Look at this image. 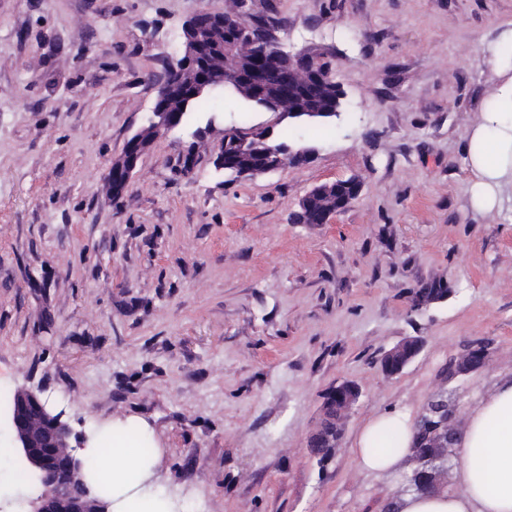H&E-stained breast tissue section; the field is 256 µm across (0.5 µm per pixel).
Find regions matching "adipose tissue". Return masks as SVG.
I'll return each instance as SVG.
<instances>
[{"instance_id": "obj_1", "label": "adipose tissue", "mask_w": 512, "mask_h": 512, "mask_svg": "<svg viewBox=\"0 0 512 512\" xmlns=\"http://www.w3.org/2000/svg\"><path fill=\"white\" fill-rule=\"evenodd\" d=\"M485 52L496 80L479 122L467 135L465 160L471 174L470 200L483 213L502 210L512 188V26L500 30ZM415 428L409 413L389 408L358 430L353 459L360 471L398 470L410 452ZM451 491H407L391 498V512H512V375L501 378L467 410L457 433ZM82 455L100 460L89 481L112 502V512H142L159 501L150 481L158 453L113 439L110 451L88 444Z\"/></svg>"}]
</instances>
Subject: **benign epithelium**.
<instances>
[{"label":"benign epithelium","instance_id":"benign-epithelium-1","mask_svg":"<svg viewBox=\"0 0 512 512\" xmlns=\"http://www.w3.org/2000/svg\"><path fill=\"white\" fill-rule=\"evenodd\" d=\"M242 32L247 46L242 65L236 69L196 68L197 61L218 51L234 50L235 41L224 43V28ZM182 50L169 63V70L186 77L183 86L172 83L161 85L152 112L129 138L122 154L111 161L106 172V184L114 195H121L129 187L133 173L143 153L157 138L184 126L188 112H171L168 101L176 95L188 98L186 90L206 92L210 95L224 92L226 88L250 87L255 98L270 112L279 111L288 91L305 78L312 92L336 85L331 68L324 65V57L311 51L285 50L279 39L268 28L241 14L229 21L224 14L201 9L187 18L181 28ZM255 128L248 130L232 126L224 129L238 146V154L251 152ZM279 162L262 167H237L235 161L224 163V153L214 161L216 170L229 167L237 176H257L275 172L287 164H303L311 151L288 147L277 151ZM353 198L340 196L336 207L317 214L313 223L327 224L333 216L345 210ZM424 342L419 337L407 338L386 351L381 358L382 371L393 376L401 373L422 351ZM488 362L486 348L475 346L468 349L451 364L448 380L469 375L482 369ZM361 396L360 388L352 382H342L328 394L323 404L322 420L317 431L310 437L309 447L326 441V447L336 450L342 436L343 425ZM455 415L446 414L443 422L433 428L428 438L416 444L414 454L418 467L411 485L421 491L438 487V478L447 471L448 448L452 445L456 426ZM10 425L23 461L32 469L39 485V493L31 502V512H107V504L95 497L86 483L82 461L71 452V428L63 420V413L54 412L41 394L20 389L14 393Z\"/></svg>","mask_w":512,"mask_h":512}]
</instances>
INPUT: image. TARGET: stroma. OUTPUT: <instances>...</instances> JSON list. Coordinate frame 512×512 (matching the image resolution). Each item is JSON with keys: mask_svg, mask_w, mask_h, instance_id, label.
<instances>
[{"mask_svg": "<svg viewBox=\"0 0 512 512\" xmlns=\"http://www.w3.org/2000/svg\"><path fill=\"white\" fill-rule=\"evenodd\" d=\"M233 2L0 0V392L41 391L81 442L145 423L174 512H384L414 463L361 473L359 426L438 393L466 412L512 373V208H472L463 152L512 0H245L284 45L332 61L340 118L213 95L196 118L215 127L155 140L112 199L103 176L183 22ZM229 126L315 153L236 178L214 167ZM350 177L362 191L344 211L294 223L310 189ZM433 281L447 300L413 309ZM409 336L423 350L385 376L382 354ZM479 343L487 366L445 382ZM344 381L362 395L321 465L307 441Z\"/></svg>", "mask_w": 512, "mask_h": 512, "instance_id": "1", "label": "stroma"}]
</instances>
